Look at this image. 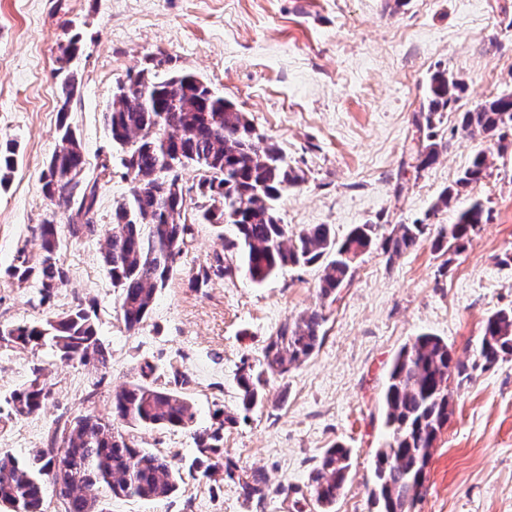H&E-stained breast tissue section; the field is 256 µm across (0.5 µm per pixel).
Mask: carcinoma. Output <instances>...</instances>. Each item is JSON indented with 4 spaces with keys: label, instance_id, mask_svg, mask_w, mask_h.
I'll return each instance as SVG.
<instances>
[{
    "label": "carcinoma",
    "instance_id": "cac0c4a2",
    "mask_svg": "<svg viewBox=\"0 0 512 512\" xmlns=\"http://www.w3.org/2000/svg\"><path fill=\"white\" fill-rule=\"evenodd\" d=\"M166 63L164 58H154L152 67L128 74L104 115L131 181L129 196L113 208L103 250L127 330L144 323L185 245L190 225L182 222L186 192L180 171L187 166L203 171L198 191L210 201L199 211V220L234 226L235 239L225 249L235 252L239 268L255 283L289 265L319 263L323 265L320 293L329 298L351 277L357 256L378 245L391 261L416 246L425 233L424 224H401L380 243L372 224L356 225L340 241L327 224L288 233L277 216L276 202L303 177L279 148L260 146L261 137L244 113L215 95L194 74L159 76ZM459 90L460 83L443 73L432 77L426 125H432V113L443 112L455 102ZM459 122L472 137L505 141L512 130V95L494 96L472 111L459 113ZM57 131V149L44 173V194L71 206L70 236L93 235L99 181L106 176L108 165L101 163L96 176H87L82 142L64 111ZM15 155L14 143L0 142V187L8 182ZM485 177L486 154L479 152L455 186L443 192L440 202L449 206L460 189ZM483 214L481 203H473L450 229H440L433 246L456 253L465 250L471 232L483 223ZM37 237L39 252L18 249L6 274L19 284L34 282L41 303L46 304L67 283L68 274L56 256L61 246L56 224H41ZM232 270L224 264V256L216 254L199 269L194 284L205 285ZM96 319L95 306L80 302L39 322L0 324V347L48 345L57 353L62 346L69 350L66 362L105 368L110 352L98 336ZM324 322L321 311H307L268 338L260 369L248 358L242 359L238 386L244 410L263 403L261 388L267 377L282 376L310 357L323 339ZM478 356L487 367L512 357V309L487 318ZM465 371L448 342L430 334L414 337L395 357L384 398L388 440L375 453V480L369 491L380 505L379 512H414L434 443L452 415L449 381ZM50 394L47 380L37 375L13 391L10 405L15 415H29L40 410ZM114 420L130 427L189 429L197 452L189 469H200L207 478L222 470L230 479L238 470L234 461L224 459V425L236 423L235 416L219 410L211 425L196 428L194 413L181 392L137 381L114 392L112 417L86 414L57 425L48 434L46 447L26 461L1 455L0 502L9 505L11 512H43L44 481H56V468L68 473V481L57 489L64 512H105L94 494L99 488L127 498H170L181 479L175 457L134 447L114 431ZM349 470L348 449L327 450L310 475L316 501L326 507L335 503ZM238 485L248 500L261 499L268 491L256 474L238 479Z\"/></svg>",
    "mask_w": 512,
    "mask_h": 512
}]
</instances>
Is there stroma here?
I'll use <instances>...</instances> for the list:
<instances>
[{
	"label": "stroma",
	"instance_id": "stroma-1",
	"mask_svg": "<svg viewBox=\"0 0 512 512\" xmlns=\"http://www.w3.org/2000/svg\"><path fill=\"white\" fill-rule=\"evenodd\" d=\"M78 36L79 57L61 67L58 46ZM164 54L175 71L195 73L231 101L265 142L276 144L303 182L286 191L277 215L291 231L329 225L344 238L357 224L386 236L399 224H427L409 252L387 259L375 248L354 263L333 300L322 298L320 265L287 267L264 283L241 270L191 284L199 267L223 253L231 226L196 223L208 200L192 194V224L167 286L141 326L127 330L118 292L103 263L112 208L129 193L122 153L103 114L127 74ZM462 83L452 108L418 130L431 78ZM74 77L63 100L61 84ZM512 95V0H0V140L18 153L0 188V323L40 321L78 302L94 303L108 368L63 364L50 347L0 348V455L23 460L43 447L57 422L108 415L113 392L146 378L170 388L174 372L200 425L215 410L238 416L224 429V455L241 473H262L264 500H244L237 481L183 474L162 501L99 491L107 512H376L369 497L373 456L384 445L383 396L398 351L419 334L441 337L467 368L451 383L453 414L432 450L415 512H512V358L486 368L478 347L486 319L512 308V136L504 144L470 137L459 113ZM81 139L88 174L108 163L95 235L71 237L69 207L43 192L42 174L57 145L60 110ZM440 145L419 168L418 153ZM487 175L450 207L440 194L476 152ZM485 219L466 250L434 249L433 230L472 203ZM53 220L68 282L49 303L33 284L4 271L18 248L37 251L35 229ZM323 310L324 339L288 374L269 378L263 406L239 411L242 358L263 359L279 328ZM153 366L142 376L143 366ZM41 372L52 386L41 410L18 416L9 398ZM138 447L190 460V431L124 427ZM348 448L351 471L335 504L323 510L309 475L328 448Z\"/></svg>",
	"mask_w": 512,
	"mask_h": 512
}]
</instances>
